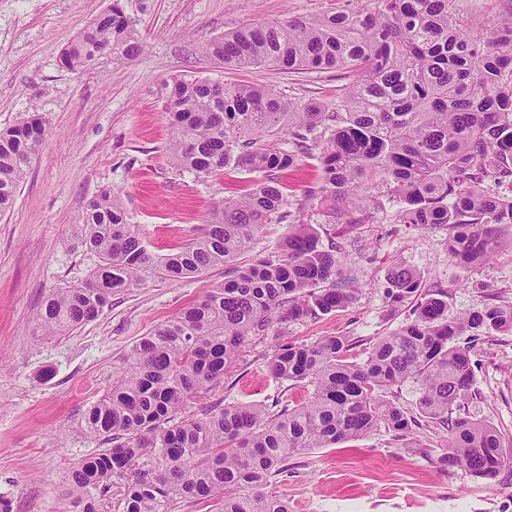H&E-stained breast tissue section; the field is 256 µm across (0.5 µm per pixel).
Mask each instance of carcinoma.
I'll use <instances>...</instances> for the list:
<instances>
[{"instance_id": "obj_1", "label": "carcinoma", "mask_w": 512, "mask_h": 512, "mask_svg": "<svg viewBox=\"0 0 512 512\" xmlns=\"http://www.w3.org/2000/svg\"><path fill=\"white\" fill-rule=\"evenodd\" d=\"M454 2L347 0L334 13L255 23L203 44V52L239 69L336 73L344 85L332 112L298 106L260 84H162L176 167L205 176L246 168L259 177L167 254L146 248L111 189L73 226L98 261L82 284L46 296L38 313L46 335L96 320L112 295L151 278L181 281L222 266L224 282L139 338L112 386L87 408V428L109 447L70 473L71 512H95L96 496L131 470L125 512H171L178 499L216 500L220 512H289L277 485L296 457L381 426L403 437L418 417L443 422L472 394L471 357L450 342L467 331H511L512 303L451 316L445 301L398 264L387 275V298L397 306L417 295L415 319L377 339L365 362L348 360L345 336L310 345L277 339L266 369L312 387L304 402L188 412L273 322L317 319L349 306L359 291L344 277L336 247L357 219L333 231L326 248L300 223L282 255L236 263L264 225L292 217L281 175L304 158L318 156L322 171L305 204L344 213L354 209L355 192L379 182L403 201L400 223L448 226V249L464 265L488 259L512 227V15L469 28ZM139 51L120 0H112L60 60L83 70L103 54L121 64ZM44 135L34 112L0 129L1 215L13 207ZM409 380L419 384L416 416L383 395ZM146 456L158 466L137 469ZM440 462L491 480L512 469V453L494 428L459 416Z\"/></svg>"}]
</instances>
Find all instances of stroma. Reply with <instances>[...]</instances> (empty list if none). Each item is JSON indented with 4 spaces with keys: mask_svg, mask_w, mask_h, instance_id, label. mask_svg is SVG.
Wrapping results in <instances>:
<instances>
[{
    "mask_svg": "<svg viewBox=\"0 0 512 512\" xmlns=\"http://www.w3.org/2000/svg\"><path fill=\"white\" fill-rule=\"evenodd\" d=\"M111 0H0V128L37 111L45 139L9 213L0 217V499L11 512H67V478L102 446L84 422L135 342L224 279L213 267L181 281L151 279L116 294L93 322L44 335L37 314L50 290L82 284L97 258L77 246L71 227L100 190L119 191L130 224L163 254L197 234L224 197L252 182L244 169L203 177L169 159V131L159 89L174 77L257 83L298 103L336 106L339 82L320 71L241 70L205 54V42L255 22L330 13L345 0H122L142 49L122 64L86 71L60 54ZM288 200L304 223L330 228L328 209L304 206L318 188L316 159L289 173ZM375 208L344 240V269L361 290L348 307L312 320L273 323L245 348L216 389L214 403L273 407L305 400V385L271 377L272 339L311 344L345 336L353 361L373 340L413 319L414 301L391 310L383 285L402 264L439 294L453 316L512 301V232L491 259L466 266L448 250V228L397 223L402 208L370 188ZM474 363L471 397L459 412L500 432L512 449V333L467 332L455 339ZM446 424L420 423L406 437L378 428L355 441L298 458L279 493L292 512H512V469L495 479L442 466Z\"/></svg>",
    "mask_w": 512,
    "mask_h": 512,
    "instance_id": "1",
    "label": "stroma"
}]
</instances>
